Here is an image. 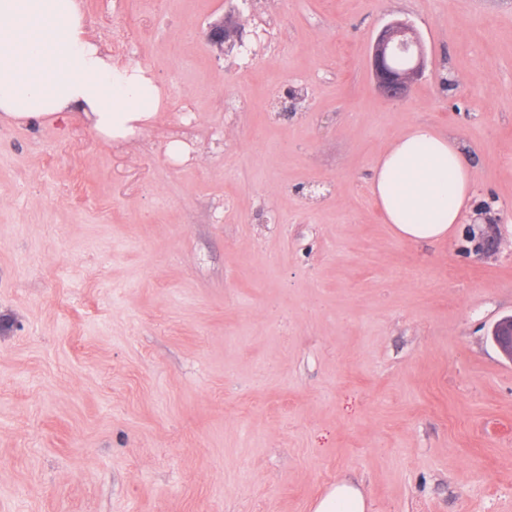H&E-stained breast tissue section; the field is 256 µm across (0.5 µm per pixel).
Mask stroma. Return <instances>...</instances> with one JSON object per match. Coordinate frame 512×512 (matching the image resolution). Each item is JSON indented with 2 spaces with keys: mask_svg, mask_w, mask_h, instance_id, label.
Returning a JSON list of instances; mask_svg holds the SVG:
<instances>
[{
  "mask_svg": "<svg viewBox=\"0 0 512 512\" xmlns=\"http://www.w3.org/2000/svg\"><path fill=\"white\" fill-rule=\"evenodd\" d=\"M83 9L170 103L111 143L0 125V512H313L342 479L369 512H512L487 336L512 314V0ZM394 20L427 54L399 102L368 63ZM416 123L474 169L443 244L394 237L369 191ZM232 33L230 27L224 25V18L218 17L207 24L205 39L210 45L223 52L224 43L230 40Z\"/></svg>",
  "mask_w": 512,
  "mask_h": 512,
  "instance_id": "obj_1",
  "label": "stroma"
}]
</instances>
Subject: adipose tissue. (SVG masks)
I'll list each match as a JSON object with an SVG mask.
<instances>
[{
	"instance_id": "1",
	"label": "adipose tissue",
	"mask_w": 512,
	"mask_h": 512,
	"mask_svg": "<svg viewBox=\"0 0 512 512\" xmlns=\"http://www.w3.org/2000/svg\"><path fill=\"white\" fill-rule=\"evenodd\" d=\"M162 105L148 69L113 65L87 37L81 0H0V124L79 112L109 141L134 135ZM371 192L396 237L440 242L463 223L475 178L456 139L416 125L378 157Z\"/></svg>"
}]
</instances>
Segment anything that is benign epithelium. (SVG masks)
I'll return each mask as SVG.
<instances>
[{
    "label": "benign epithelium",
    "mask_w": 512,
    "mask_h": 512,
    "mask_svg": "<svg viewBox=\"0 0 512 512\" xmlns=\"http://www.w3.org/2000/svg\"><path fill=\"white\" fill-rule=\"evenodd\" d=\"M231 37L232 30L224 25V17L207 24L205 39L217 49L224 50V43ZM398 52L408 53V67L393 66L392 58ZM369 61L377 89L393 101L404 99L426 68L419 36L407 20L392 21L381 29L370 47ZM489 336L502 357L512 363V315L494 323Z\"/></svg>",
    "instance_id": "7a95c632"
}]
</instances>
